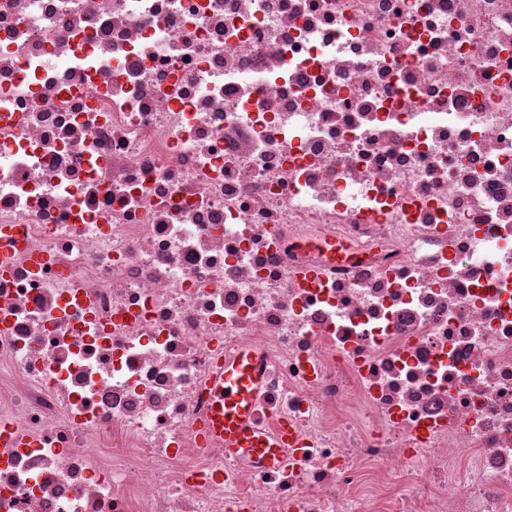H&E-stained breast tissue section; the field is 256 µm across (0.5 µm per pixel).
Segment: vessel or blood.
<instances>
[{
  "label": "vessel or blood",
  "instance_id": "vessel-or-blood-1",
  "mask_svg": "<svg viewBox=\"0 0 512 512\" xmlns=\"http://www.w3.org/2000/svg\"><path fill=\"white\" fill-rule=\"evenodd\" d=\"M259 392V367L252 352L243 350L225 360L223 374L212 383V408L206 431L231 439L235 455L276 465L283 461L284 450L295 435L284 425L273 433L253 425L251 411Z\"/></svg>",
  "mask_w": 512,
  "mask_h": 512
}]
</instances>
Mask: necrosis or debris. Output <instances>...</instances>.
<instances>
[{
    "label": "necrosis or debris",
    "instance_id": "1",
    "mask_svg": "<svg viewBox=\"0 0 512 512\" xmlns=\"http://www.w3.org/2000/svg\"><path fill=\"white\" fill-rule=\"evenodd\" d=\"M0 512H512V0H0ZM260 392L257 359L251 351L241 350L224 361V373L212 382V408L205 427L213 436H224L234 443L225 448L231 455L276 465L284 459V449L294 440L293 432L283 424L276 432L252 425L251 411Z\"/></svg>",
    "mask_w": 512,
    "mask_h": 512
}]
</instances>
